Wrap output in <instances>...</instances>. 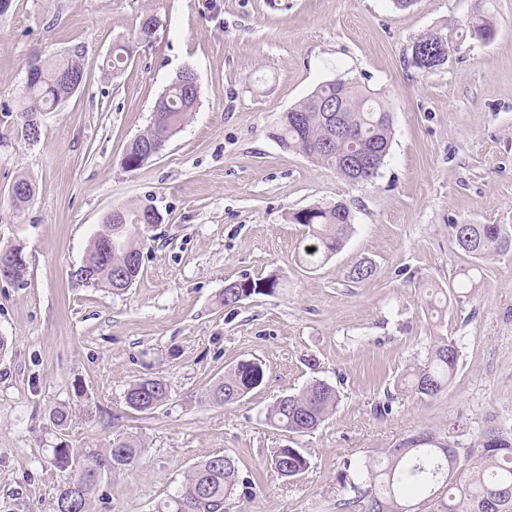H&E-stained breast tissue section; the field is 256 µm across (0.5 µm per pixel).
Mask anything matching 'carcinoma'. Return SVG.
Segmentation results:
<instances>
[{
	"label": "carcinoma",
	"mask_w": 512,
	"mask_h": 512,
	"mask_svg": "<svg viewBox=\"0 0 512 512\" xmlns=\"http://www.w3.org/2000/svg\"><path fill=\"white\" fill-rule=\"evenodd\" d=\"M84 51L76 47L56 60L36 59L37 78L24 85L18 101L16 124L40 120V115L56 108L73 94V85L86 80ZM132 47L122 45L103 62V70L115 73L131 57ZM344 99L342 122L352 128L356 140L350 141L337 129L327 114L318 111L316 99ZM198 98L187 91L182 76L164 90L161 102L154 104L147 129L129 144L123 165L133 171L151 163L149 147L167 145L182 130L195 112ZM392 119L385 105L373 93L354 80L343 87L336 82L318 87L308 98L284 113L272 137L285 149L303 153L312 161L330 168L352 183L361 182L350 160L358 152L375 156L382 165L388 154ZM25 194L10 197L20 212L35 193L34 184L25 177L16 179ZM147 207H117L119 221L106 216L101 230L91 241L81 263L71 278L93 288L123 291L131 287L142 272V246L146 226L151 224ZM296 224L307 227L308 243L299 252L302 264L317 268L340 252L352 232L353 215L338 201L333 205L312 206L291 215ZM461 250L473 259L472 273L452 288L448 302L467 304L475 298L478 275L483 266L499 256L512 253L511 224H455L452 226ZM16 252L9 282L24 284L27 266L22 249ZM374 271L371 261H359L350 272L353 281L363 283ZM280 287L271 275L264 279L244 278L224 286L220 301L234 307L254 294H270ZM462 340L436 336L424 367L408 372L403 386L415 394L433 398L452 382L461 357ZM263 364L243 360L224 372L209 391L212 404L224 407L238 402L264 379ZM169 397L167 384L159 377H145L129 386L125 394L127 408L149 412ZM339 395L329 382L315 379L296 393L276 399L264 414L265 423L295 438L316 431L336 412ZM51 460L65 473L58 491L54 512H89L99 482L88 477V466L103 462L108 474L138 466L143 448L131 436L122 433L112 438L106 448H74L67 443L49 449ZM281 477L294 478L308 470L309 459L302 448L284 445L275 448L267 460ZM340 505L359 506L363 512H417L414 495L431 493L436 497L437 512H512V426L490 417L464 447L452 436L439 438L423 430L402 441L381 458L349 461L337 476ZM239 485V468L232 456H214L195 465L184 476L180 488L157 512H224L226 502Z\"/></svg>",
	"instance_id": "1"
}]
</instances>
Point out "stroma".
<instances>
[{
    "instance_id": "1",
    "label": "stroma",
    "mask_w": 512,
    "mask_h": 512,
    "mask_svg": "<svg viewBox=\"0 0 512 512\" xmlns=\"http://www.w3.org/2000/svg\"><path fill=\"white\" fill-rule=\"evenodd\" d=\"M158 24L117 75L103 60ZM475 18L491 39L462 37ZM438 32L454 50L438 69L410 67L413 43ZM85 50L83 86L40 117L41 135L14 133L9 112L33 56ZM185 68L197 110L163 153L126 170V149L156 99ZM345 76L392 116L377 177L352 185L272 138L281 116ZM36 192L9 202L18 177ZM344 202L354 216L345 248L318 268L298 262L299 209ZM146 203L160 214L128 291L75 284L105 215ZM512 224V0H12L0 15V246L20 247L23 286L0 280V512H54L63 476L48 449L107 447L126 433L139 467L100 485L90 512H154L185 473L215 455L236 459L229 512H361L340 507L347 460L381 457L422 430L469 444L486 417L512 425V255L482 273L476 299L445 306L471 264L457 224ZM374 272H349L360 259ZM277 275L274 293L235 307L225 284ZM462 340L448 389H403L434 336ZM263 383L218 407L210 386L243 360ZM163 377L169 400L148 413L124 405L129 384ZM336 386V414L300 444L309 469L291 480L266 465L282 432L264 422L276 398L313 379ZM392 410L381 413L384 402ZM69 407L66 430L50 408Z\"/></svg>"
}]
</instances>
